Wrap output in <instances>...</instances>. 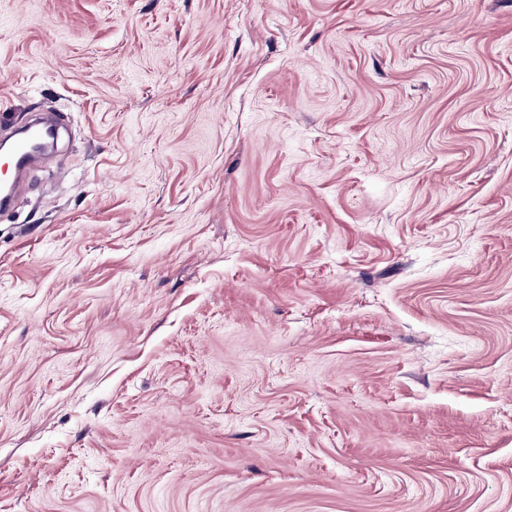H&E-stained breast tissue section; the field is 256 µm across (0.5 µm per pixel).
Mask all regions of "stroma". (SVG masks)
<instances>
[{"instance_id":"35a3bbf8","label":"stroma","mask_w":512,"mask_h":512,"mask_svg":"<svg viewBox=\"0 0 512 512\" xmlns=\"http://www.w3.org/2000/svg\"><path fill=\"white\" fill-rule=\"evenodd\" d=\"M0 512H512V0H0ZM51 132V127L42 123H37L29 126L25 132L24 136L18 140L16 143L12 160L14 166L19 170H24L28 166H30L37 158V156L30 154L26 157L24 162H20V158L25 156L28 151V144L32 141L42 140L45 136L49 135Z\"/></svg>"}]
</instances>
